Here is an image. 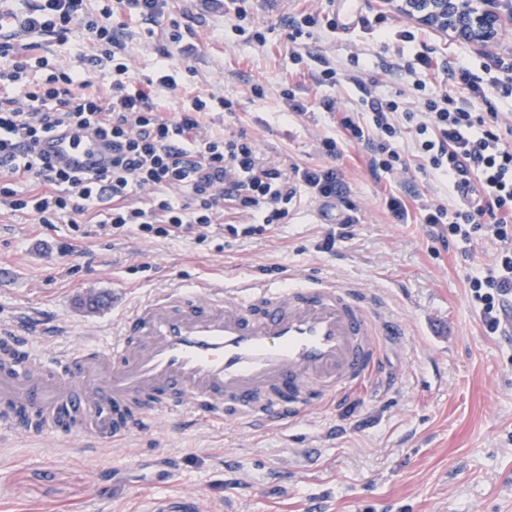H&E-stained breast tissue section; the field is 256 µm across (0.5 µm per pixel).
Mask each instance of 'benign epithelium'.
I'll return each mask as SVG.
<instances>
[{
  "label": "benign epithelium",
  "mask_w": 512,
  "mask_h": 512,
  "mask_svg": "<svg viewBox=\"0 0 512 512\" xmlns=\"http://www.w3.org/2000/svg\"><path fill=\"white\" fill-rule=\"evenodd\" d=\"M395 12L466 46L486 48L512 23L501 0H386Z\"/></svg>",
  "instance_id": "benign-epithelium-1"
}]
</instances>
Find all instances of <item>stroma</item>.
<instances>
[{
	"mask_svg": "<svg viewBox=\"0 0 512 512\" xmlns=\"http://www.w3.org/2000/svg\"><path fill=\"white\" fill-rule=\"evenodd\" d=\"M296 12L331 16L336 32L315 55L349 64L358 57L362 87L302 86L308 117L280 114V86L294 68L282 12L256 11L267 45L246 42L224 22V0H173L195 30L196 69L162 112L212 94L234 100L235 116L206 115L225 132L246 131L261 161L313 165L319 139L336 140L335 161L349 192L327 204L298 188L286 223L242 239L213 227L205 243L133 234L78 237L68 224H40L0 211V323L44 321L30 336L47 352L104 344L144 297L237 274L281 288L293 277L323 276L378 293L385 313L402 316L408 336L384 358L396 374L389 389L365 391L316 410L285 429L254 431L228 423L154 419L118 445L83 446L63 437L0 435V512H141L183 492L201 512H512V338L487 335L468 299L467 277L491 262L487 239L445 244L418 212L393 223L390 195L418 194L455 204L442 176L415 170L372 175L353 141L339 135L335 112L359 111L361 89L422 108L425 91L404 79L414 55L438 64L469 63L476 74L512 63V28L499 47L460 46L406 19L384 0H296ZM417 39L403 43L400 31ZM264 86L263 97L251 94ZM332 100L335 112L320 109ZM358 221L345 226L346 208ZM72 245L61 253L60 243ZM104 303L89 310L84 300Z\"/></svg>",
	"mask_w": 512,
	"mask_h": 512,
	"instance_id": "obj_1",
	"label": "stroma"
}]
</instances>
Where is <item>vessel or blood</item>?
<instances>
[{
  "mask_svg": "<svg viewBox=\"0 0 512 512\" xmlns=\"http://www.w3.org/2000/svg\"><path fill=\"white\" fill-rule=\"evenodd\" d=\"M57 167L102 168L107 147L54 135ZM402 323L366 291L314 277L290 288L244 280L153 294L103 346L36 355L0 328V431L117 443L154 418L284 428L384 370Z\"/></svg>",
  "mask_w": 512,
  "mask_h": 512,
  "instance_id": "b4317fda",
  "label": "vessel or blood"
}]
</instances>
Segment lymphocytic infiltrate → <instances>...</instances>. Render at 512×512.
Wrapping results in <instances>:
<instances>
[{
	"instance_id": "1",
	"label": "lymphocytic infiltrate",
	"mask_w": 512,
	"mask_h": 512,
	"mask_svg": "<svg viewBox=\"0 0 512 512\" xmlns=\"http://www.w3.org/2000/svg\"><path fill=\"white\" fill-rule=\"evenodd\" d=\"M21 15L29 41L0 40V173L27 181L29 189L1 188V209L33 213L42 224L73 225L85 216L99 232L144 239L191 233L201 244L229 214L246 219L240 228L227 225L231 235L273 229L287 218L301 185L314 197L345 200L347 187L335 167L295 164L286 174L259 163L246 132H208L203 114L231 110L227 98L197 96L172 115L157 112L152 91L177 92V74L191 77L195 70L169 63L135 79L122 32L135 20L164 26L160 52L170 56L195 32L173 15L169 0H101L94 11L85 0H35ZM76 24L91 54L72 66L50 64L40 53L41 38L66 44ZM444 74L458 94L426 98L422 113L399 111L396 100L367 92L361 98L366 121L345 112L339 124L367 147L370 170L387 173L406 167L400 139L404 123L414 122L419 170L446 177L459 199L451 209L420 205L423 222L445 243L488 238L497 245L492 262L467 279L484 330L494 335L512 295V143L498 133L497 113L478 106L493 93L512 98V65L488 83L462 60L449 63ZM53 133L75 143L106 142L109 164L88 172L46 165L36 147ZM143 189L152 193L145 205L136 200Z\"/></svg>"
}]
</instances>
